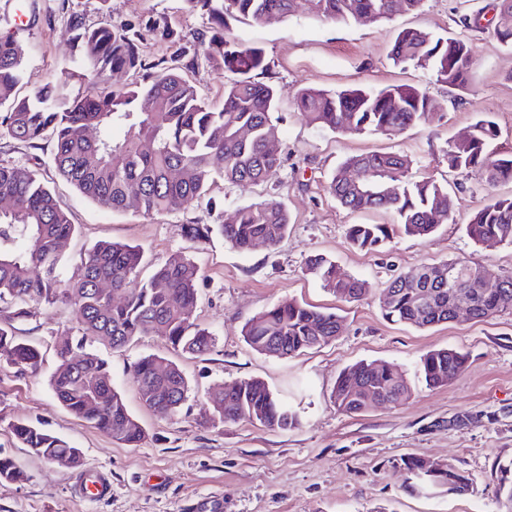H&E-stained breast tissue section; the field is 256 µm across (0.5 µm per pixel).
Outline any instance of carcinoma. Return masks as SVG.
<instances>
[{
    "label": "carcinoma",
    "mask_w": 512,
    "mask_h": 512,
    "mask_svg": "<svg viewBox=\"0 0 512 512\" xmlns=\"http://www.w3.org/2000/svg\"><path fill=\"white\" fill-rule=\"evenodd\" d=\"M206 15L209 36L193 49L178 47L170 59L151 65L148 80L89 95H67L50 82L34 97L18 100L22 53L8 19L0 23V119L5 135L37 150L50 145L49 165L94 204L120 212L130 206L145 215L175 213L200 203L215 178L248 189L266 183L282 164L270 148L277 131L273 121V84L255 80L266 72L262 51L226 34L236 23H259L268 16L287 17L298 0H186ZM316 16L340 21L377 22L418 10L423 0H305ZM493 34L512 48V0H496ZM74 48L69 78L89 80L106 71L128 74L145 68L139 46L148 33L179 38L156 18L139 19L121 28L91 26L77 12L67 19ZM237 75L224 87L221 108L214 109L197 89L169 65L185 57ZM397 64L426 66L447 84L467 81L473 58L458 38L434 37L406 28L395 37ZM296 108L312 126L348 134L365 132L396 137L411 126L431 121L430 99L415 88L393 86L380 91L336 92L306 88ZM499 127L489 116L471 125L468 138L448 143L444 156L453 171L475 172L487 189L512 180V153L494 147ZM412 160L400 153L368 152L348 157L336 170L329 192L352 211H385L396 224H352L347 237L362 250L378 251L393 235L425 239L448 223L456 202L448 189L431 178L414 180ZM357 169L360 183L349 179ZM12 203L0 212V360L28 371L42 361L40 350L18 337L17 324L36 316L37 306L68 303L80 339L67 340L58 352L50 377L51 390L71 414L113 439L137 446L145 438L139 421L112 386L108 363L86 351L84 338L96 336L121 349L141 336H158L190 355L209 353L213 333L195 319L199 269L182 252L169 254L147 278L141 277L143 255L138 247L101 242L74 262L67 246L76 225L59 208L38 174L24 166L0 163V199ZM288 210L274 199L235 207L221 224H188L186 236L196 242L217 230L226 243L244 251L261 240L277 246L286 236ZM470 238L512 245V197L493 196L466 225ZM306 269L322 288L347 302L370 292L368 284L346 274L330 258L316 254ZM111 283L110 291L99 288ZM456 289L469 294L471 317L483 321L512 313V274L495 284L481 268L463 260L423 265L387 281L383 315L392 322L427 328L455 319ZM339 318L295 300L281 301L255 314L244 327L255 351L278 358L295 356L324 345L339 334ZM467 356L454 349L435 350L421 360L419 374L429 387L448 384L463 371ZM147 356L133 367V378L145 405L159 415L175 412L186 400L188 381L174 363ZM405 371L395 363H356L339 375L332 396L336 408L360 414L376 404H395L409 395ZM212 418L220 422L249 419L272 429L287 430L296 414L258 379H241L209 396ZM12 433L48 462L82 464L79 449L35 426L17 422ZM495 492L512 512V459L498 462ZM23 472L0 457V479L19 480ZM448 491L467 494L472 479L455 465L446 467Z\"/></svg>",
    "instance_id": "1"
}]
</instances>
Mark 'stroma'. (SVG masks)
Wrapping results in <instances>:
<instances>
[{
  "label": "stroma",
  "mask_w": 512,
  "mask_h": 512,
  "mask_svg": "<svg viewBox=\"0 0 512 512\" xmlns=\"http://www.w3.org/2000/svg\"><path fill=\"white\" fill-rule=\"evenodd\" d=\"M28 27L18 36L23 79L17 98L31 97L72 66L71 34L61 0H24ZM87 23L121 27L139 16L165 19L185 44L207 33V20L189 11L185 0H70ZM493 0H423L413 13L380 23L338 22L298 11L287 18L234 25L233 38L261 48L277 89L276 124L282 167L267 183L239 190L216 180L198 206L163 215L130 209L115 213L81 195L50 166L38 164L33 149L0 137V161L36 168L76 224L68 248L79 256L100 241L139 246L142 276L169 253L181 251L199 268L195 316L215 335L213 350L201 357L175 351L156 336H144L115 350L97 338L88 350L105 358L113 387L145 429L136 447L124 445L77 419L55 400L49 379L61 333L76 329L70 305L43 304L36 317L19 326L22 339L43 355L36 372L19 373L0 365V456L13 458L24 472L19 481L0 480V512H499L491 473L496 460L512 457V314L484 321L459 314L453 321L419 329L388 321L382 291L391 277L416 266L462 259L481 266L488 281L512 274V246L477 244L465 226L486 191L477 174L449 171L443 152L488 114L502 135L500 150L512 151V50L487 25ZM420 28L462 39L473 68L461 85L437 81L429 69L394 64L390 52L398 31ZM426 90L437 115L430 126H415L387 139L345 134L309 125L297 112L306 88L334 91L387 85ZM410 156L413 177H428L458 200L453 222L430 238L403 235L376 252L353 247V224H392L394 215L354 212L328 191L336 167L367 152ZM264 199L282 201L289 213L286 238L278 247L263 244L241 251L220 234L196 243L188 224H219L222 212ZM336 261L346 273L365 280L370 292L345 302L308 274L314 254ZM293 299L340 316L339 336L328 344L288 358L252 350L242 329L256 313ZM453 348L468 355L463 372L441 387L418 375L422 355ZM155 355L176 362L189 382L187 398L171 415L159 416L140 400L133 366ZM387 361L408 371L411 392L397 404L372 407L358 415L339 412L331 397L340 372L357 362ZM259 379L285 397L298 423L272 430L241 419L210 418L208 395L240 379ZM464 412L483 415L477 425L449 426ZM25 422L61 438L82 453L81 468H61L22 445L11 431ZM449 462L468 474L471 493L408 479V457ZM102 472L112 482L105 501L84 499L81 472Z\"/></svg>",
  "instance_id": "1"
}]
</instances>
